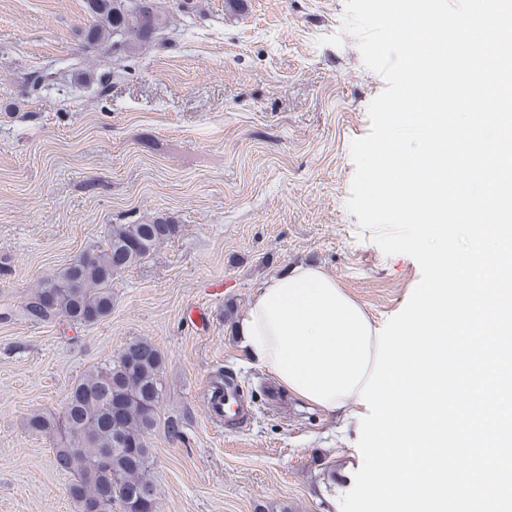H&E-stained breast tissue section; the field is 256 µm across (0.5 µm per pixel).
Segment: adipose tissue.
<instances>
[{"mask_svg": "<svg viewBox=\"0 0 512 512\" xmlns=\"http://www.w3.org/2000/svg\"><path fill=\"white\" fill-rule=\"evenodd\" d=\"M375 330L334 278L304 264L260 282L236 322L252 364L347 425L373 368Z\"/></svg>", "mask_w": 512, "mask_h": 512, "instance_id": "1", "label": "adipose tissue"}]
</instances>
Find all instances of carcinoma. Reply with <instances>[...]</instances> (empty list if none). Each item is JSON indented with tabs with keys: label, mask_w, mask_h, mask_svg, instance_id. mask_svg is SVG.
Instances as JSON below:
<instances>
[{
	"label": "carcinoma",
	"mask_w": 512,
	"mask_h": 512,
	"mask_svg": "<svg viewBox=\"0 0 512 512\" xmlns=\"http://www.w3.org/2000/svg\"><path fill=\"white\" fill-rule=\"evenodd\" d=\"M92 24L83 33L84 47L106 54L112 35L122 34L125 59L157 43L158 32L171 25L168 12L156 0H87ZM178 233V225L163 220L114 224L104 245L83 254L56 276L38 283L20 309L34 323L58 320L87 325L112 311V278L149 257ZM58 298L53 307L41 305L49 290ZM162 357L146 338L123 346L116 360L89 369L73 385L59 419L31 413L27 427L55 439L54 463L70 477L67 496L84 512L88 503L112 512H157L156 488L149 478L147 435L156 427L165 389Z\"/></svg>",
	"instance_id": "carcinoma-1"
}]
</instances>
